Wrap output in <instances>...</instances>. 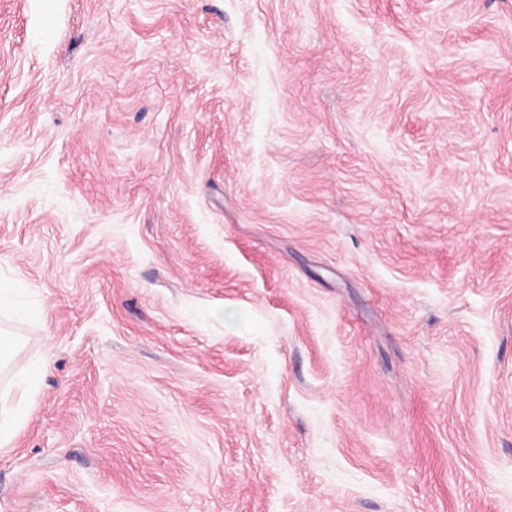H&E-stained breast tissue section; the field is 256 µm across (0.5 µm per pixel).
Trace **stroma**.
Here are the masks:
<instances>
[{"label":"stroma","instance_id":"35a3bbf8","mask_svg":"<svg viewBox=\"0 0 512 512\" xmlns=\"http://www.w3.org/2000/svg\"><path fill=\"white\" fill-rule=\"evenodd\" d=\"M0 512H512V0H0ZM22 340L12 332L0 329V372L11 365L21 349ZM40 376L38 367L32 365L26 370L25 380L20 387L21 396L17 403L0 406V446L7 445L13 435L15 428L21 424L26 415V406L23 397L30 391L34 390Z\"/></svg>","mask_w":512,"mask_h":512}]
</instances>
